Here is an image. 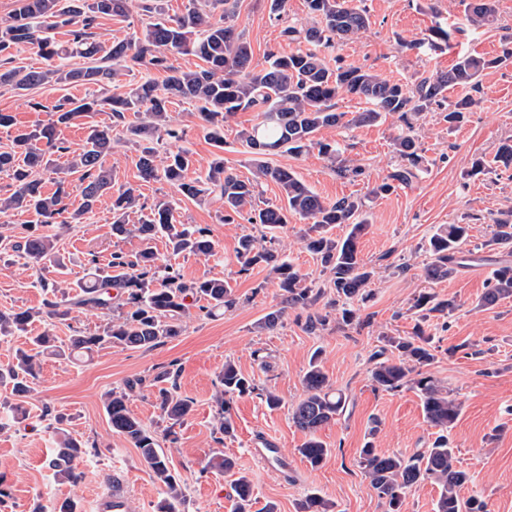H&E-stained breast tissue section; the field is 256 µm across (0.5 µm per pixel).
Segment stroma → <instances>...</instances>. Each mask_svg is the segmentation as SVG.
I'll use <instances>...</instances> for the list:
<instances>
[{
  "label": "stroma",
  "mask_w": 512,
  "mask_h": 512,
  "mask_svg": "<svg viewBox=\"0 0 512 512\" xmlns=\"http://www.w3.org/2000/svg\"><path fill=\"white\" fill-rule=\"evenodd\" d=\"M363 3L371 26L339 46L337 55L344 62L373 68L408 85L423 71L448 69L459 53L493 57L512 47V0H497V27L464 30L450 47L437 52L409 50L405 44L423 37L435 18L463 22V0ZM238 10L239 24L253 47L254 63L263 64L270 47L291 51V44L282 39L279 26L269 18L268 0H239ZM85 94L81 87L47 84L27 96L0 95V112L12 113L18 127H31L47 122V106L62 96L81 98ZM475 97L477 104L460 128H449L437 108L418 121L416 132L427 159L422 172L410 186L370 198V225L359 248L376 271L373 296L360 306V324L351 327L338 326L331 319L323 328L308 331L310 311H323V303H316L310 311L282 308L281 291L267 268L257 266L241 273L235 257L238 241L244 235L261 237L262 226L244 221L221 223L219 202L185 198L164 183L143 185L145 206L130 213V223H139L147 205L165 198L175 203L176 221L208 228L215 243L211 256L184 257L172 255L164 240L153 241L161 262L177 268L188 283L203 277L230 280L242 303L214 317L191 307L181 335L149 350L105 347L73 362L40 356L31 393L18 396L0 388V487L9 492L0 501V512H52L55 504L66 499L77 502L78 512H95L96 499L114 475L125 481L128 512H155L161 484L141 462L138 450L112 432L103 404L107 391L123 390L136 378L148 379L149 384L130 392L127 405L156 433L185 496L181 512H235L234 483L242 475L252 484L254 512H261L268 503L275 504L278 512H298L300 501L313 492L332 502L335 512H388L387 503L371 490L359 466L361 448L370 441L383 453L408 458L430 447L436 430L427 421L415 390L373 388L370 356L382 347L383 335L412 333L415 317L410 304L421 292L457 303L450 318L430 319L425 330L435 355L427 374L463 403L461 415L448 431L457 466L472 476L460 495L466 498L478 493L488 512H512V297L491 308L479 304L489 274L502 258L483 243L494 220L512 210V168L493 162L500 143L512 139V63L483 72ZM33 99L42 103V110L30 107ZM193 109L187 101L170 107L185 130L180 145L194 158L187 179L204 176L218 153L228 166L248 175L247 155L238 133L256 123V113H238L226 124L224 145L219 148L193 118ZM397 133L398 123L392 118L354 130H320L319 139L340 143L345 157L362 167V176L354 180L337 176L333 164L315 151L298 158L281 153L269 156L268 161L293 168L325 199L368 196L400 162L392 146ZM479 157L488 161L489 172L470 175L472 162ZM452 223L468 225V245L477 248L478 259L466 263L450 279L425 281L420 271L421 247L439 225ZM303 227V221L292 220L277 232L275 246L306 275L309 286L328 289L327 274L300 238ZM142 247L137 236L113 237L112 200L103 197L59 241L63 270L42 269L0 255V309L42 308L48 294L40 279L59 277L75 285L90 275V256H97L104 267L113 251L133 254ZM278 308L283 316L277 327L258 329V319ZM105 322L103 314L78 311L60 321H35L28 334L0 339V366L12 362L16 349L27 347L29 336L46 333L62 341L77 330L98 331ZM316 350L332 387L345 393L347 410L318 431V439L330 453L314 468L298 453L306 435L293 424L289 409L303 395V375ZM228 362L260 386L275 390L283 400L280 408L272 410L258 395L234 397V432L229 437L218 432L214 420L217 376ZM169 368L179 373V395L194 402L190 415L171 435L156 404L158 389L151 384L158 372ZM17 405L24 408L25 417L14 423L8 415ZM57 416L71 436L97 445L96 455L83 464L84 477L76 485L57 482L49 467L57 448L51 428ZM266 441L280 449L282 465L253 455V448ZM219 455L235 460L232 471L212 467L213 458Z\"/></svg>",
  "instance_id": "35a3bbf8"
}]
</instances>
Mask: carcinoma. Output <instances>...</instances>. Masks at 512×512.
<instances>
[{
    "label": "carcinoma",
    "instance_id": "obj_1",
    "mask_svg": "<svg viewBox=\"0 0 512 512\" xmlns=\"http://www.w3.org/2000/svg\"><path fill=\"white\" fill-rule=\"evenodd\" d=\"M162 0H17V8L9 19L0 23V94L29 91L37 86L75 84L102 86L114 83L112 94L95 98H62L54 105L52 118L31 130L18 129L6 150L0 151V173L12 181L13 191L0 198V213L33 212L43 224L56 225L51 235L36 233L29 225L17 236L8 224L0 225V250H10L16 257L33 264H60L56 244L70 224L78 223L92 212L99 199L112 198V235L134 234L150 243L158 237L166 242L174 255L208 256L214 243L208 229L193 224L174 223L172 208L166 201L150 207V215L141 224H128L129 210L139 206L140 185L119 184L115 171L106 166V158L123 145L137 152L136 167L143 183L165 182L183 196L192 199L218 198L223 205L222 222L235 224L243 220L259 224L269 232L282 229L289 217L307 222L302 240L306 250L320 262L322 271L329 273L330 287L336 297L325 307L340 309L337 323L350 326L360 322L357 310L347 307L353 301L364 302L372 295L369 288L375 270L361 256L359 240L369 227L368 202L386 195L399 185H407L422 171L425 157L415 132V122L442 102H448L444 120L455 128L467 121V114L476 105L474 98L463 96L448 100V89L456 86L477 87L479 76L512 59V48L502 55L487 58L462 53L446 71L423 72L414 87L392 81L372 68L346 64L340 57L336 65L326 62L325 53L353 39L370 25L366 8L351 5V0H305L311 22L297 26L286 20L287 0H270V18L281 24L280 36L299 48L284 54L271 48L265 53V66L258 70L252 64V46L245 31L239 29L238 0H188L179 16L167 17ZM150 22L140 34H132L107 45L95 38L93 29L103 16L125 17L133 5ZM497 20L496 0H468L465 5V25L478 30ZM56 28L67 29L69 39L58 45L45 36ZM458 28L440 20L434 22L421 40L411 41L412 48L430 50L447 44ZM306 48H301V45ZM31 45L47 60L58 64L45 68L15 65L12 50ZM191 54L200 58L205 67L195 71L174 70L168 65V54ZM84 60L82 66L68 67L71 58ZM142 67L168 72L163 86L143 79L128 84L121 91L115 85L117 77ZM352 95L369 104L361 112H339L335 100ZM176 100L195 104L196 117L206 135L217 145L224 144V124L239 112H255L259 122L239 132L245 153L251 155L252 176L243 177L236 169L216 156L205 175L194 181L185 180L193 165L192 153L178 149L159 159L157 145L166 140L176 142L184 130L172 120L169 107ZM109 111L112 125L90 124L84 149L67 161L61 172L51 159L54 153H65L67 147L60 138L61 129L95 112ZM144 115L137 124H125L126 113ZM397 118L402 123L394 138V148L400 163L390 175L364 198L344 196L327 200L307 186L291 167L273 166L265 156L287 153L301 157L313 150L336 163L341 177L355 179L362 175L359 166L347 165L338 143H326L316 138L324 127L354 129ZM124 126V137H112V127ZM55 175V190L44 189V175ZM77 175L72 180L70 176ZM272 181L281 189L282 204L260 200V187ZM78 192L81 208L70 220L56 223L67 211L66 200ZM348 226L346 235L335 238L329 231L333 225ZM466 224H443L429 238L425 252L427 261L422 275L430 282L449 279L464 267L468 258L463 247L467 244ZM494 250L512 254V218H499L493 224L491 238L482 244ZM237 261L240 272L263 265L277 280L283 292V303L293 307H309L321 297V292L306 285V277L288 257L276 248L246 235L239 240ZM112 272L93 273L78 285L79 292L70 295L57 281H41V287L52 298L44 309L0 311V338L27 332L36 319L67 318L75 309L99 312L110 321L95 333L76 331L68 342L57 346L47 335L29 337L36 353L19 349L16 361L0 368V387L11 388L18 395L30 390L38 352L52 350L57 356L88 353L110 346L131 350H149L182 332V318L190 314V302L204 301L203 309L211 315L228 311L240 304L229 281L203 278L190 284L170 265L158 263L153 248L146 247L129 258L121 252L112 253ZM512 296V263L503 260L493 270L488 288L479 301L482 307H493ZM419 317L410 336H386V345L371 355V381L378 390L393 392L405 386L416 390L422 400L423 412L431 425L439 429L431 447L405 459L386 454L365 443L360 450V466L370 488L386 500L390 512H399L402 499L413 485L429 480L440 487L434 512H487V504L478 496L463 499L459 491L472 481L467 470L455 464V451L448 439V428L458 419L462 403L422 372L434 360L430 338L423 323L438 315H451L456 309L453 300H441L436 295L421 292L411 306ZM396 358L386 357V352ZM320 352H315L303 377L304 396L290 410L293 424L308 436L298 453L310 466L318 467L329 454L317 432L341 416L347 397L332 388L323 371ZM153 382H166L158 391L161 415L170 422L167 433L184 421L193 410L194 402L178 394L177 372L164 370ZM221 387L217 399L215 420L220 433L233 432L229 401L226 397L260 391L265 404L277 409L282 399L271 389L259 390L255 380L244 376L237 367L224 363L218 374ZM127 393L109 391L104 406L112 432L124 436L137 448L141 462L163 485L157 512H180L184 495L180 483L168 467L165 454L155 434L129 410ZM96 446L65 436L58 457L51 461L56 480L78 483L84 472L80 464ZM236 512H251L252 485L245 476L235 483ZM299 512H333V504L310 494L299 504Z\"/></svg>",
    "mask_w": 512,
    "mask_h": 512
}]
</instances>
